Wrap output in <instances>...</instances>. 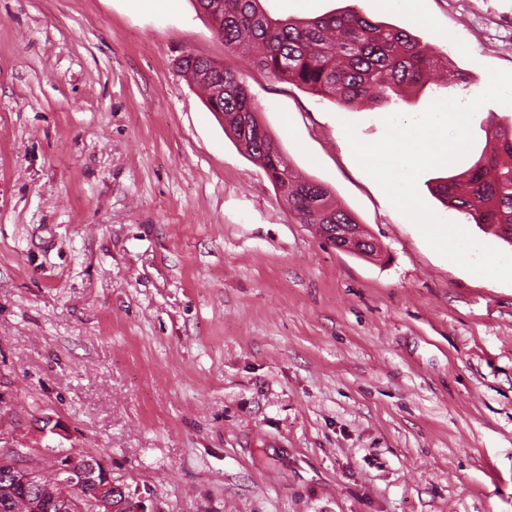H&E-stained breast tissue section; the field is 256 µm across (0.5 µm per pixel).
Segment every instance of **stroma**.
<instances>
[{
    "mask_svg": "<svg viewBox=\"0 0 512 512\" xmlns=\"http://www.w3.org/2000/svg\"><path fill=\"white\" fill-rule=\"evenodd\" d=\"M410 31L450 76L344 107L228 55L195 0H0V447L105 461L150 512H512V284L451 265L346 147L512 70V0H265ZM431 22L421 25L418 14ZM243 74L298 176L376 240L297 223L174 61ZM512 106L473 116L471 165ZM480 243L512 245L447 211Z\"/></svg>",
    "mask_w": 512,
    "mask_h": 512,
    "instance_id": "35a3bbf8",
    "label": "stroma"
}]
</instances>
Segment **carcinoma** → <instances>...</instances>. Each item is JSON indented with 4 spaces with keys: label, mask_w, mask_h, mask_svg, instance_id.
I'll return each instance as SVG.
<instances>
[{
    "label": "carcinoma",
    "mask_w": 512,
    "mask_h": 512,
    "mask_svg": "<svg viewBox=\"0 0 512 512\" xmlns=\"http://www.w3.org/2000/svg\"><path fill=\"white\" fill-rule=\"evenodd\" d=\"M212 22L224 51H239L267 77L306 88L339 104L401 97L439 68L438 59L407 30L382 25L356 11L307 21L271 17L262 0H197ZM179 69L205 93L209 111L229 118L225 134L270 172L273 185H287L284 199L301 224H355V215L336 204L325 185L299 178L281 146L263 128L240 72L205 56L187 54ZM432 192L446 207L512 245V127L493 131V147L462 172L436 178ZM34 490L12 483L0 468V512H10L15 495Z\"/></svg>",
    "instance_id": "cac0c4a2"
}]
</instances>
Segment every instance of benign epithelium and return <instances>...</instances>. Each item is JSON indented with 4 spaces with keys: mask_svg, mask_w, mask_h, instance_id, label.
<instances>
[{
    "mask_svg": "<svg viewBox=\"0 0 512 512\" xmlns=\"http://www.w3.org/2000/svg\"><path fill=\"white\" fill-rule=\"evenodd\" d=\"M318 233L332 246L357 255H370V247L376 246L374 239L361 224H318ZM11 468L13 481L23 486H36L42 497L27 504L30 512H40L46 503H51L57 512H85L83 502L72 495L76 478L72 460L57 458L48 469L29 467L21 459L7 456L0 465ZM85 478L95 484L94 506L96 512H148L146 497L126 490V485L112 479V471L106 464L92 466L83 472Z\"/></svg>",
    "mask_w": 512,
    "mask_h": 512,
    "instance_id": "obj_1",
    "label": "benign epithelium"
}]
</instances>
